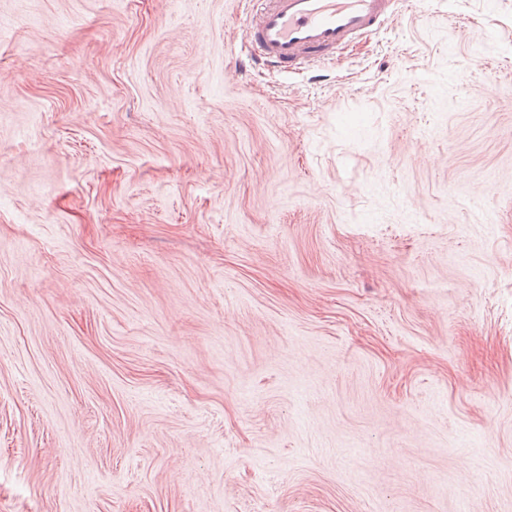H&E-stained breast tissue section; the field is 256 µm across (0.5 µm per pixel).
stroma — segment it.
Segmentation results:
<instances>
[{
  "mask_svg": "<svg viewBox=\"0 0 512 512\" xmlns=\"http://www.w3.org/2000/svg\"><path fill=\"white\" fill-rule=\"evenodd\" d=\"M254 7L0 0V512H512V0ZM246 36L264 60L290 72L371 34L394 14L396 0H260Z\"/></svg>",
  "mask_w": 512,
  "mask_h": 512,
  "instance_id": "obj_1",
  "label": "stroma"
}]
</instances>
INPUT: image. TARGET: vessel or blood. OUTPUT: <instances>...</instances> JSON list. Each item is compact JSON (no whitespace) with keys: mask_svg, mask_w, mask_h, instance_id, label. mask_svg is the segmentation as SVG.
<instances>
[{"mask_svg":"<svg viewBox=\"0 0 512 512\" xmlns=\"http://www.w3.org/2000/svg\"><path fill=\"white\" fill-rule=\"evenodd\" d=\"M246 36L264 60L288 72L371 34L396 0H260Z\"/></svg>","mask_w":512,"mask_h":512,"instance_id":"vessel-or-blood-1","label":"vessel or blood"}]
</instances>
